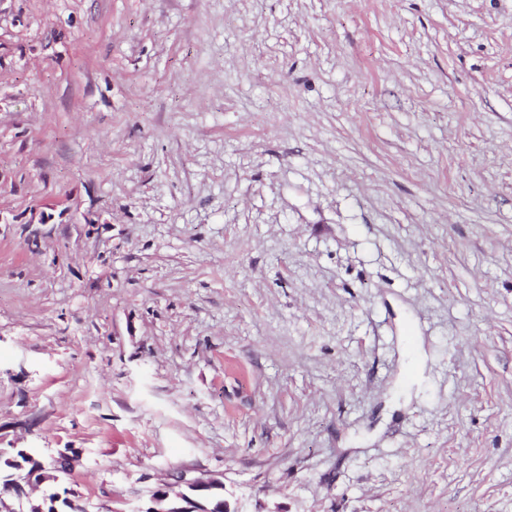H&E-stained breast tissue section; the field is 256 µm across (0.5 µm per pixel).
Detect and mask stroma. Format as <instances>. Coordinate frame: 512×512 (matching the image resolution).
Here are the masks:
<instances>
[{"mask_svg": "<svg viewBox=\"0 0 512 512\" xmlns=\"http://www.w3.org/2000/svg\"><path fill=\"white\" fill-rule=\"evenodd\" d=\"M147 512H512V0H0V448Z\"/></svg>", "mask_w": 512, "mask_h": 512, "instance_id": "stroma-1", "label": "stroma"}]
</instances>
